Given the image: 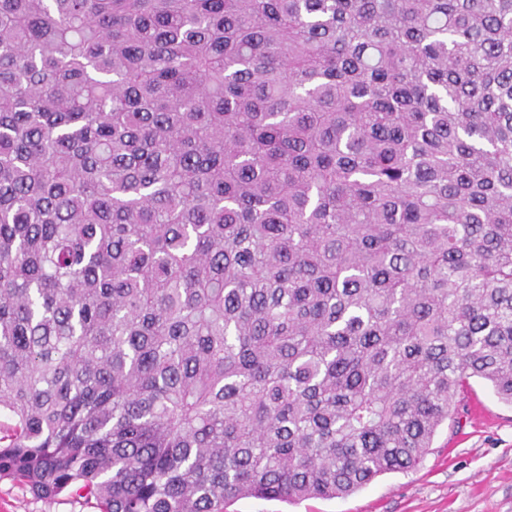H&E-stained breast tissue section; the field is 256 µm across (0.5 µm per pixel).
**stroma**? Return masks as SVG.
<instances>
[{"label": "stroma", "mask_w": 512, "mask_h": 512, "mask_svg": "<svg viewBox=\"0 0 512 512\" xmlns=\"http://www.w3.org/2000/svg\"><path fill=\"white\" fill-rule=\"evenodd\" d=\"M0 512L99 510L66 495L40 498L22 481L0 478ZM227 512H512V405L484 381L471 380L419 468L379 477L345 498L295 504L240 498Z\"/></svg>", "instance_id": "35a3bbf8"}]
</instances>
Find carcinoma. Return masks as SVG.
Here are the masks:
<instances>
[{"mask_svg": "<svg viewBox=\"0 0 512 512\" xmlns=\"http://www.w3.org/2000/svg\"><path fill=\"white\" fill-rule=\"evenodd\" d=\"M512 404V0H0V478L347 497Z\"/></svg>", "mask_w": 512, "mask_h": 512, "instance_id": "obj_1", "label": "carcinoma"}]
</instances>
